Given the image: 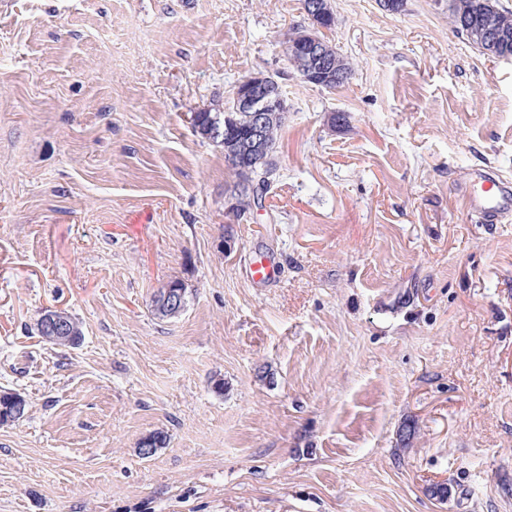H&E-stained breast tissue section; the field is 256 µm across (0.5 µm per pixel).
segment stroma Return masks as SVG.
I'll list each match as a JSON object with an SVG mask.
<instances>
[{
  "label": "stroma",
  "instance_id": "stroma-1",
  "mask_svg": "<svg viewBox=\"0 0 512 512\" xmlns=\"http://www.w3.org/2000/svg\"><path fill=\"white\" fill-rule=\"evenodd\" d=\"M332 6L336 90L286 66L300 0H0V512H512V218L461 204L512 179V60L448 0ZM258 72L288 115L237 219L191 115ZM167 287L171 288V290H174L175 292L183 293L185 301H187L188 289L183 281L175 279L169 281L165 286L159 288L156 291L159 297L161 296L160 293H163V303L167 306L168 309H170L171 312L175 314L174 317H177L185 310V306L181 296H179L177 293L172 292ZM156 293L152 297V312L156 317L160 319L172 318L167 315V313L164 311L163 306L159 304V300L156 298ZM62 311V310H51L49 312H44L40 315V317L36 320L35 326L40 328H34L37 335L45 342L52 346L61 347V348H75L80 345V341L82 339V329L79 324L71 315ZM67 316V318H66ZM67 321L69 323V327L71 329L72 336L69 335V329L67 326ZM43 328H47V330H42ZM46 336V337H45ZM76 336L75 340L71 343H56L54 341L60 340H69L71 337ZM47 338V339H46ZM49 339V340H48ZM52 340V341H51Z\"/></svg>",
  "mask_w": 512,
  "mask_h": 512
}]
</instances>
